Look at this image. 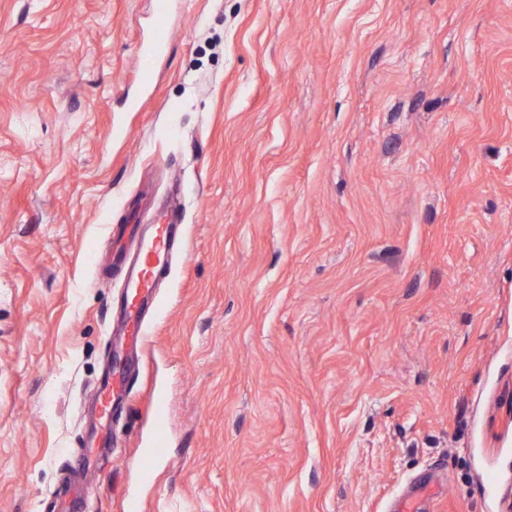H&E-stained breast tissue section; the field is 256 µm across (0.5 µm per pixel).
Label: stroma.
Wrapping results in <instances>:
<instances>
[{"instance_id":"stroma-1","label":"stroma","mask_w":512,"mask_h":512,"mask_svg":"<svg viewBox=\"0 0 512 512\" xmlns=\"http://www.w3.org/2000/svg\"><path fill=\"white\" fill-rule=\"evenodd\" d=\"M0 0V512H51L110 364L94 263L185 250L92 512H512V0ZM168 399L162 456L151 401ZM153 53L162 51L168 43L170 28L169 15L172 8L171 0H154L153 2ZM437 490L435 472L431 469L414 481L407 491L396 496L391 501L388 512H419L421 503L433 497Z\"/></svg>"}]
</instances>
